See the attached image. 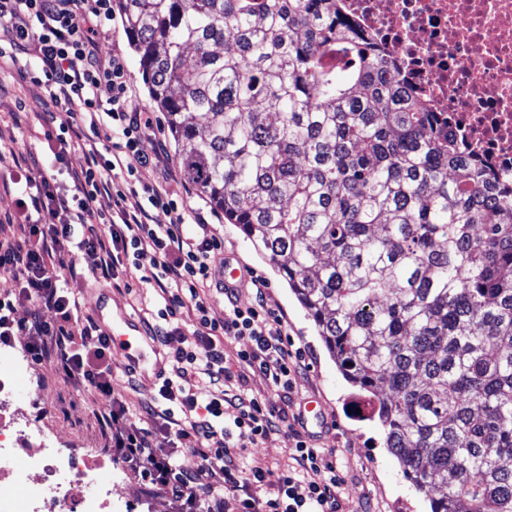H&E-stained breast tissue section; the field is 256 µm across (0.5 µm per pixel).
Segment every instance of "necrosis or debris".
Returning <instances> with one entry per match:
<instances>
[{
	"instance_id": "obj_1",
	"label": "necrosis or debris",
	"mask_w": 512,
	"mask_h": 512,
	"mask_svg": "<svg viewBox=\"0 0 512 512\" xmlns=\"http://www.w3.org/2000/svg\"><path fill=\"white\" fill-rule=\"evenodd\" d=\"M342 12L384 47L396 79L447 116L467 155L512 183V0H342ZM22 373L19 355L0 351V417L30 399ZM9 454L0 512H106L112 503L90 464L40 445ZM17 456L24 466L12 465Z\"/></svg>"
}]
</instances>
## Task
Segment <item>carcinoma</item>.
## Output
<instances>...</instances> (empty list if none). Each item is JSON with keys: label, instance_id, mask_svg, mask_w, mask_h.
<instances>
[{"label": "carcinoma", "instance_id": "carcinoma-1", "mask_svg": "<svg viewBox=\"0 0 512 512\" xmlns=\"http://www.w3.org/2000/svg\"><path fill=\"white\" fill-rule=\"evenodd\" d=\"M338 2L118 7L190 178L377 397L430 512H512V188Z\"/></svg>", "mask_w": 512, "mask_h": 512}]
</instances>
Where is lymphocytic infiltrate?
<instances>
[{"mask_svg":"<svg viewBox=\"0 0 512 512\" xmlns=\"http://www.w3.org/2000/svg\"><path fill=\"white\" fill-rule=\"evenodd\" d=\"M111 19L112 0H0V59H27L23 78L48 91L54 109L44 121L57 130L50 151L72 178L66 185L41 169L24 176L18 203L23 236L0 246V270L20 271L19 298L39 300L55 319L17 322L11 301L0 300V343L29 336L26 351L33 361L55 353L73 383L111 394L108 339L95 321L81 318L67 277L81 264L112 281L126 265L144 270L163 301L159 341L178 336L186 344L174 354L173 376L163 379L153 397L151 428L131 422L117 400L103 415L122 462L146 491L163 490L185 512H343L348 473L335 449L313 444L301 414L292 410L308 353L295 346L284 313L271 304L257 273L248 279L254 290L250 305H239L237 289L225 287L213 265L224 246L214 212L179 211L176 199L186 186L155 170L143 152V140L156 137L160 127L131 95L122 54L104 47ZM83 137L90 148L75 169L68 147ZM130 195L144 200L132 212L123 206ZM104 197L112 211L96 208ZM157 209L170 214V223H154ZM207 288L223 293V317L211 316ZM188 309L196 317L193 331L183 318ZM223 335L250 338V347L238 354L243 373L225 366ZM250 370L281 395V406L248 395ZM201 383L212 388L205 402L197 397ZM275 431L291 443L295 465L272 485L264 468L242 461L249 447ZM187 449L202 460L197 470L178 462Z\"/></svg>","mask_w":512,"mask_h":512,"instance_id":"lymphocytic-infiltrate-1","label":"lymphocytic infiltrate"}]
</instances>
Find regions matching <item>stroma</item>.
<instances>
[{
	"label": "stroma",
	"mask_w": 512,
	"mask_h": 512,
	"mask_svg": "<svg viewBox=\"0 0 512 512\" xmlns=\"http://www.w3.org/2000/svg\"><path fill=\"white\" fill-rule=\"evenodd\" d=\"M52 108L44 87L22 79L12 63L0 62V152L7 154L17 148L26 161L51 163L43 114ZM18 179L13 161L0 163V242L19 234ZM216 229L224 238V250L217 253L215 267L228 261L262 276L272 304L287 316L290 336L296 345L311 352L297 398L313 397L323 406L327 424L312 426L311 431L316 446L336 449L352 475L342 491L350 512H430L428 498L404 478L397 459L387 451L383 429L370 414L367 393L345 379L287 281L237 225L223 221ZM68 286L78 297L83 315L108 321L124 312L148 327L158 322L157 293L140 271L128 273L116 288L85 274L69 281ZM111 365L114 391L124 397L132 421L149 427L143 408L151 402L156 382L151 375L128 372L120 355H113ZM24 373L35 400L18 410L19 420L37 426L51 447L89 461L99 472H111L112 512H176L166 494L144 493L136 479L112 462L110 434L101 424L111 397L74 385L53 355L38 364L25 360ZM245 462L269 469L274 478L294 464L288 441L280 434L249 449Z\"/></svg>",
	"instance_id": "1"
}]
</instances>
